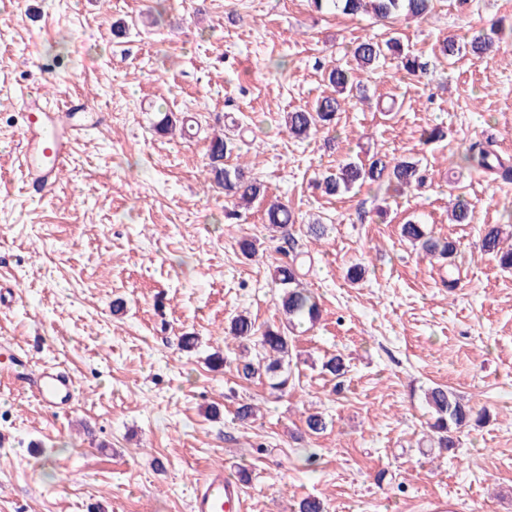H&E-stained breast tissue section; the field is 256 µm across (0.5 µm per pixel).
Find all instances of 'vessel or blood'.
Masks as SVG:
<instances>
[{
    "instance_id": "vessel-or-blood-1",
    "label": "vessel or blood",
    "mask_w": 512,
    "mask_h": 512,
    "mask_svg": "<svg viewBox=\"0 0 512 512\" xmlns=\"http://www.w3.org/2000/svg\"><path fill=\"white\" fill-rule=\"evenodd\" d=\"M24 104L21 167L27 185L43 194L55 187L80 132L72 122L71 112L63 107L50 105L39 96L25 97ZM16 381L52 410L66 409L76 389L74 378L55 366L42 367L33 378L26 370H18ZM242 508L240 485L223 471H209L197 482L191 512H241Z\"/></svg>"
}]
</instances>
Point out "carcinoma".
<instances>
[{
	"mask_svg": "<svg viewBox=\"0 0 512 512\" xmlns=\"http://www.w3.org/2000/svg\"><path fill=\"white\" fill-rule=\"evenodd\" d=\"M317 9L334 8L344 15L370 13L373 17L388 19L399 13H404L416 19L426 18L433 9V0H312ZM505 31L504 20H494L489 32L474 37L470 42L471 51L476 55H487L494 45L493 36ZM400 59L404 69L413 72L416 69V59L405 51L396 39L385 42L371 38L361 40L353 48V56L361 68L374 72L379 68L387 55ZM327 80L334 88V93L319 99L311 109H299L287 113L286 127L290 134L296 137H306L311 129L318 126L331 125L336 113L341 108L339 96L353 95L354 81L349 70L336 63L327 72ZM237 148L231 138L215 135L208 146V174L215 185L224 190V196L236 204L247 205L265 194L263 184L257 179L246 175L239 167L229 168L224 159L231 156ZM463 159L483 172L499 173L508 177L509 166L489 146L481 142H473L466 149ZM387 181L400 189H422L427 186V170L419 163L408 160L389 161L382 156H374L368 162H348L330 175L323 177L321 186L328 195H338L353 187L363 184H374ZM264 220L273 229H284L295 223L294 215L288 205L279 201L270 203L264 211ZM503 228L498 224L485 228L481 248L488 254L498 257L500 265L505 269L512 268V248L503 249ZM401 235L405 239L418 243L425 254L447 258L456 251L452 241H442L427 235L424 227L413 220H408L401 226ZM275 279L281 286L280 306L285 317L283 326L277 329H266L257 332L255 321L239 314L232 318L228 335L235 339H255L257 346L256 359L243 360L236 366L238 377L252 381L261 379L267 381L270 389L284 391L290 383L291 373L288 372L292 357L293 334L299 329L313 326L320 318L318 298L304 288L299 274L297 258L281 263L276 267ZM324 370L336 379L335 387H341L343 378L348 372L344 358L339 355L331 356L323 363ZM425 401L434 418L430 424L431 439L438 447L448 451L458 445L455 433L468 425L472 420H481L483 413L474 412L473 407L462 402L452 390L435 386L425 394Z\"/></svg>",
	"mask_w": 512,
	"mask_h": 512,
	"instance_id": "carcinoma-1",
	"label": "carcinoma"
}]
</instances>
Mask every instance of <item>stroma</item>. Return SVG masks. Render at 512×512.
Here are the masks:
<instances>
[{
    "mask_svg": "<svg viewBox=\"0 0 512 512\" xmlns=\"http://www.w3.org/2000/svg\"><path fill=\"white\" fill-rule=\"evenodd\" d=\"M493 17L512 24V0H434L427 19L386 22L310 0H0V288L12 297L0 307V512H190L214 467L247 473L244 512H298L307 496L325 512H512V270L481 249L486 225L512 224V181L462 156L488 140L512 161V36L490 57L469 46ZM392 36L421 70L386 59L359 73L360 98L330 127L289 135L285 114L330 94L325 64L355 67L354 42ZM35 92L83 99L90 128L42 197L19 167L22 99ZM165 112L194 118L192 136L156 134ZM431 127L444 139L425 142ZM218 134L265 199L233 207L209 180ZM375 154L419 160L430 187L318 188ZM458 195L470 223L448 219ZM269 197L293 210L289 233L264 224ZM409 219L455 242L453 256L413 249ZM289 238L322 315L296 337L280 393L237 377L224 330L242 311L280 325L274 270ZM334 354L348 366L339 391L322 369ZM14 363L67 370L70 410L19 389ZM435 385L488 411L451 452L423 436ZM314 411L328 421L319 435L304 423Z\"/></svg>",
    "mask_w": 512,
    "mask_h": 512,
    "instance_id": "35a3bbf8",
    "label": "stroma"
}]
</instances>
